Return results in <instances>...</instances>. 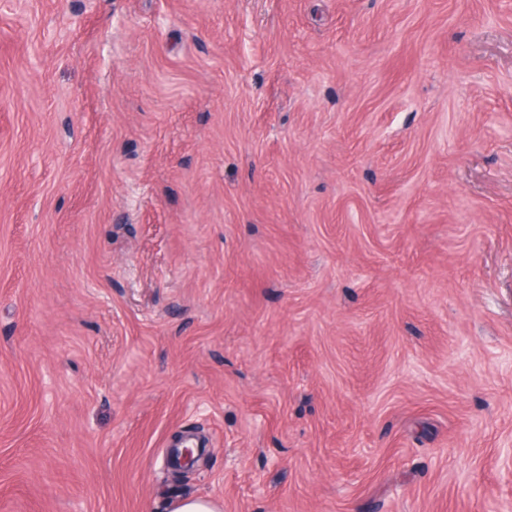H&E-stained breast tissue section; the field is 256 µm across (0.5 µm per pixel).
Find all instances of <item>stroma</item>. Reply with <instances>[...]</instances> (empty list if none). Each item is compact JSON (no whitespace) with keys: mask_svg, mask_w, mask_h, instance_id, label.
<instances>
[{"mask_svg":"<svg viewBox=\"0 0 512 512\" xmlns=\"http://www.w3.org/2000/svg\"><path fill=\"white\" fill-rule=\"evenodd\" d=\"M510 443L512 0H0V512H512Z\"/></svg>","mask_w":512,"mask_h":512,"instance_id":"35a3bbf8","label":"stroma"}]
</instances>
